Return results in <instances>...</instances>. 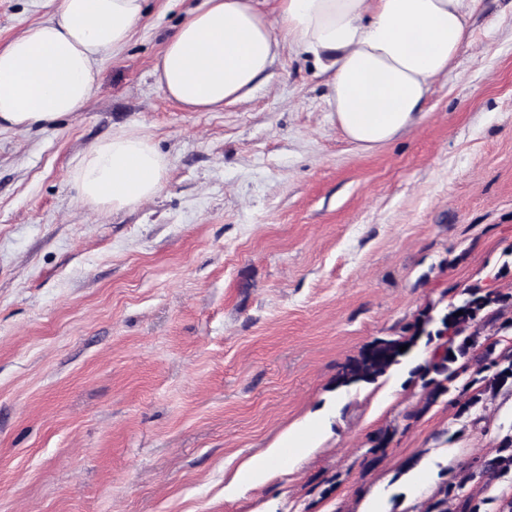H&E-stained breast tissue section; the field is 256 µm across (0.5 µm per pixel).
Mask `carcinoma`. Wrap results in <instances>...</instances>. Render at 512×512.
<instances>
[{
    "instance_id": "obj_1",
    "label": "carcinoma",
    "mask_w": 512,
    "mask_h": 512,
    "mask_svg": "<svg viewBox=\"0 0 512 512\" xmlns=\"http://www.w3.org/2000/svg\"><path fill=\"white\" fill-rule=\"evenodd\" d=\"M464 298L435 313L426 308L415 321L402 327L401 334L376 338L358 355L339 366L336 384L369 383L384 375L392 366L408 357L420 340L432 346L429 358L418 366L415 375L425 390L422 404L407 412L404 419L418 420L431 407L448 395L450 384L462 373L469 374L459 388L457 416L475 426L480 419L472 410L481 402L495 398L501 391H512V347H500V341L483 334L491 324L496 332L512 333V291L486 292L472 287L463 291ZM407 346L402 351L400 347ZM397 432V427L380 430L370 438L366 465H376L385 455ZM512 474V434L503 437L493 451L474 458L467 469L452 475L439 485L425 512H487L485 500L473 496L458 498L456 485H466L476 478L491 482Z\"/></svg>"
}]
</instances>
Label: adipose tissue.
Returning <instances> with one entry per match:
<instances>
[{
	"instance_id": "adipose-tissue-1",
	"label": "adipose tissue",
	"mask_w": 512,
	"mask_h": 512,
	"mask_svg": "<svg viewBox=\"0 0 512 512\" xmlns=\"http://www.w3.org/2000/svg\"><path fill=\"white\" fill-rule=\"evenodd\" d=\"M144 0H62L54 17L0 50V128L49 124L78 111L105 57L119 52ZM483 0H206L167 39L157 88L192 111L249 98L285 47L328 77V107L370 149L415 125L434 80L468 43ZM168 161L128 132L93 145L71 178L81 200L115 210L152 199Z\"/></svg>"
}]
</instances>
